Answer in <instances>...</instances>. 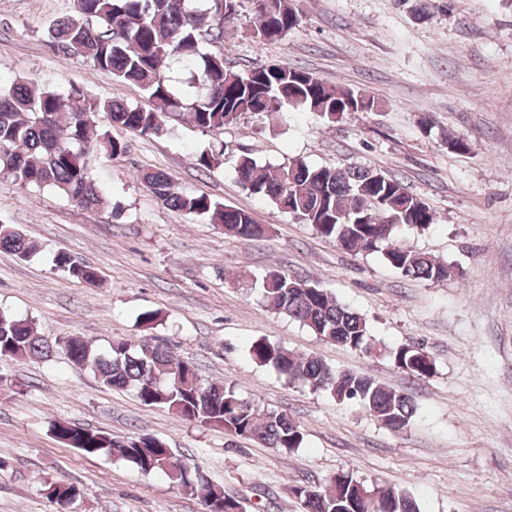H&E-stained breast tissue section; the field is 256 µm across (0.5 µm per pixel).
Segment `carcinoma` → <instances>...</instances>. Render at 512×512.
Returning a JSON list of instances; mask_svg holds the SVG:
<instances>
[{
	"instance_id": "1",
	"label": "carcinoma",
	"mask_w": 512,
	"mask_h": 512,
	"mask_svg": "<svg viewBox=\"0 0 512 512\" xmlns=\"http://www.w3.org/2000/svg\"><path fill=\"white\" fill-rule=\"evenodd\" d=\"M257 23L252 35L277 42L299 23L294 0H251ZM241 0H73L72 14L53 23L46 38L57 53L81 59L120 82L135 85L149 105L131 106L70 86L59 92L37 88L24 78L0 85V176L24 187L49 188L86 212L106 202L105 188L93 174L101 154L118 156L127 144L101 125L98 115L133 134L164 136L168 122L178 120L203 132L217 133L246 114L313 112L331 123L350 112H370L375 98L313 79V73L278 64L233 70L224 52L206 51L207 41L223 40V24L238 16ZM177 65L185 79L169 74ZM203 173L224 165V146L210 145L196 156ZM243 188L354 254H375L402 276L438 282L450 274L447 264L393 239L399 227L427 230L433 210L403 182L380 169L315 166L302 158L269 169L242 155L235 167ZM145 188L165 208L200 218L242 240L264 237L265 228L245 210L227 208L205 194L178 189L161 171L142 176ZM42 244L19 230L0 225V249L21 258ZM55 264L69 276L95 284L96 270L64 252ZM266 306L296 320L328 342L384 355L408 377L423 380L435 371L432 358L410 344L387 350L375 343L366 318L342 304L327 289L280 271L262 276ZM62 350L79 369L94 373L105 387L131 389L141 404L165 408L178 417L213 426L235 437L282 452L303 447L305 435L287 411L267 410L243 397L231 383L201 378L195 365L176 360L167 348L112 342L101 353L78 336L49 344L33 324L0 312V352L10 359L48 358ZM256 365L272 366L288 380L330 394L338 402H356L387 428L402 432L417 416L412 397L372 376L338 371L321 359L305 357L258 338L248 347ZM53 434L62 444L86 456L119 449V457L143 474L163 473L185 492L201 497L209 512H244L243 501L224 494L197 467L174 458L168 444L150 434L114 438L100 430L57 422ZM291 494L304 512H420L402 491L369 486L350 472L336 473L317 488L297 486Z\"/></svg>"
}]
</instances>
